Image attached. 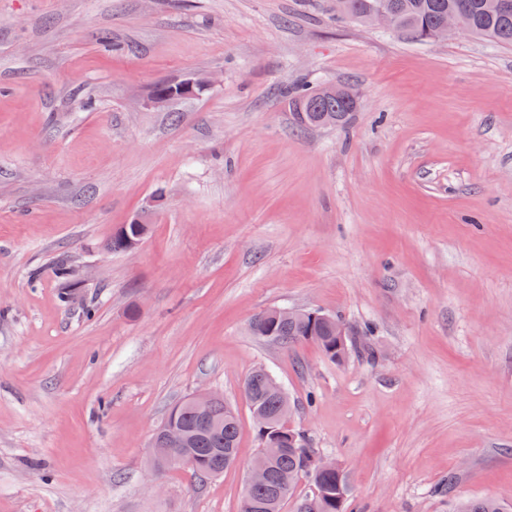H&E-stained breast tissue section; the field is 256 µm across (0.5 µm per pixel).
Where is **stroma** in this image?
Listing matches in <instances>:
<instances>
[{
	"instance_id": "stroma-1",
	"label": "stroma",
	"mask_w": 512,
	"mask_h": 512,
	"mask_svg": "<svg viewBox=\"0 0 512 512\" xmlns=\"http://www.w3.org/2000/svg\"><path fill=\"white\" fill-rule=\"evenodd\" d=\"M192 73L211 86L151 104ZM301 83L360 106L300 127ZM141 213L148 235L110 251ZM273 307L372 353L253 336ZM260 366L346 512L512 504V47L422 43L336 0H0V512H239ZM200 389L236 411L238 463L150 472Z\"/></svg>"
}]
</instances>
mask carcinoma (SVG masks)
<instances>
[{"label": "carcinoma", "instance_id": "cac0c4a2", "mask_svg": "<svg viewBox=\"0 0 512 512\" xmlns=\"http://www.w3.org/2000/svg\"><path fill=\"white\" fill-rule=\"evenodd\" d=\"M397 28L408 32L417 41H428L429 33L448 11L468 12L475 34L494 42L512 45V8L499 7L501 0H394ZM375 0H336L337 11L346 17L359 19L370 10ZM289 111L296 121L305 127H335L348 120L358 105L352 100L336 99L321 94L316 88L296 86L286 90ZM149 232L147 224H125L113 236L111 248L114 252H125L131 242L144 238ZM265 330L278 337L277 343L292 347L302 342L318 344L331 360L336 359V323L320 318L306 317L288 323H270ZM270 373L261 369L250 376L253 382V397L250 406L273 418L282 412L281 396L268 390ZM169 418L183 430L185 440L181 451L195 458L193 466L201 476H216L233 464L238 455L239 423L231 408L220 403L215 419L220 428L213 429L203 424L183 402L176 406ZM266 454L272 462L267 485L256 487L242 497L240 512H282L283 503L270 506L276 489L285 477L297 479L307 476L312 469L314 449L304 441L296 448H284L269 439L261 440ZM316 492L299 499L296 512H343L347 489L344 476L335 473L321 475L316 479ZM457 512H508L499 501L485 497L464 500L458 503Z\"/></svg>", "mask_w": 512, "mask_h": 512}]
</instances>
